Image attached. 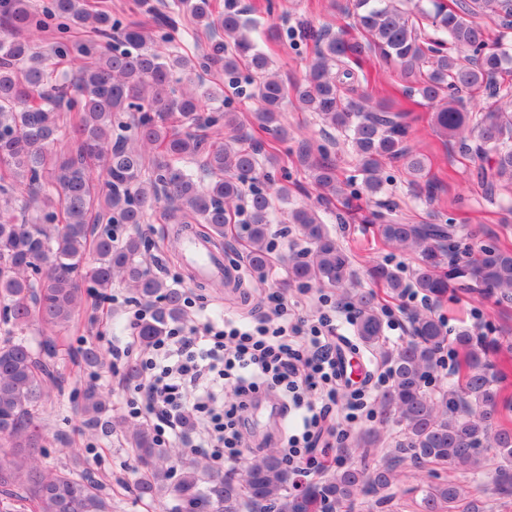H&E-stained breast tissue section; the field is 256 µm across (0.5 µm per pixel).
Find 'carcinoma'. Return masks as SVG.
Here are the masks:
<instances>
[{"instance_id": "obj_1", "label": "carcinoma", "mask_w": 512, "mask_h": 512, "mask_svg": "<svg viewBox=\"0 0 512 512\" xmlns=\"http://www.w3.org/2000/svg\"><path fill=\"white\" fill-rule=\"evenodd\" d=\"M347 12L361 36L328 25L291 32L293 46L311 42L314 50L303 81L290 87L249 36L256 25L238 0H171L159 17L128 23L112 17L105 0H51L41 10L31 0H0V512H14L20 499L33 501L36 512H109L88 468L37 462L35 449L44 440L39 407L63 382L57 347L86 296L108 298L117 278L147 311L136 328L143 345L183 315V292L150 268L143 238L114 231L142 224L159 209L178 240L193 224L208 225L213 237L224 236L228 224H242L249 265L261 275L272 268V215L276 204L291 201L293 188L281 184L268 194L255 186L278 157L246 143L241 129L250 123L287 139L281 112L291 95L346 137L362 175L350 196L375 206L361 222L376 225L383 246L416 256L410 285L389 263L372 265L376 287L387 296L413 287L437 298L456 285L512 299V248L489 243L461 257L464 226L413 224L381 200L386 162H403L417 180L429 159L408 144V113L393 111L386 99L353 97L356 84L369 80L372 55L394 65L406 94L435 108V127L457 141L460 153L489 162L480 172L484 195L508 190L512 0L453 7L443 0H349ZM479 15L493 17L497 32L477 22ZM53 29L66 35L53 49L54 66L34 41ZM115 30L118 42L96 43L112 39ZM203 36L210 45L199 53ZM208 71L215 77L201 79ZM225 78L235 85L244 79L237 95L258 108L243 113L224 101ZM217 102L216 111L224 112L222 141L206 132L218 119L201 118ZM63 112L69 120L61 119ZM298 156L322 203L344 194L327 154L314 158L302 142ZM288 223L309 244L281 256L288 284L341 291L355 305L359 340L377 347L383 334L377 295L357 289L350 256L320 208L292 207ZM411 324L412 339L386 355L390 385L380 399L397 440L374 466L343 463L308 484L311 512H350L359 496L390 490L407 461L446 464L474 482L492 465L496 485L512 489V396L500 386L506 370L494 362L497 340L459 330V382L431 391L447 332L431 313L413 314ZM33 326L42 331L35 345L23 336ZM79 411L83 427L114 431L99 386H86ZM122 436L142 467L139 494L170 497L172 512H301L292 492L297 473L277 452L254 457L241 471L215 473L201 458L171 454L143 425L125 428ZM422 493L424 512H457L468 495L451 481Z\"/></svg>"}]
</instances>
